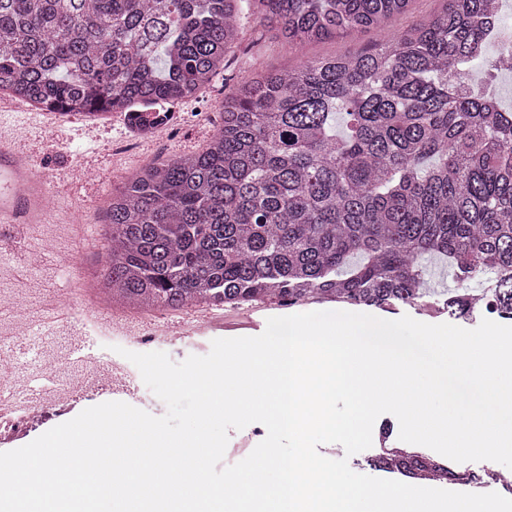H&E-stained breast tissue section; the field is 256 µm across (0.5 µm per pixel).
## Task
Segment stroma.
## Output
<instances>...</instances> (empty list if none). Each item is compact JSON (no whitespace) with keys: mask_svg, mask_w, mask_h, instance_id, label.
I'll list each match as a JSON object with an SVG mask.
<instances>
[{"mask_svg":"<svg viewBox=\"0 0 512 512\" xmlns=\"http://www.w3.org/2000/svg\"><path fill=\"white\" fill-rule=\"evenodd\" d=\"M240 32L241 46L231 67L203 88L195 100L179 106L174 135L144 142L122 160H111L107 152L109 142L118 138L123 130L119 113L101 115L100 129L92 140L84 136L86 120L82 117L57 118L50 129L27 128L36 167L49 180L52 208L47 224L30 233L12 230L9 238L0 240V290H13L22 283L26 286V295L33 300L34 331L23 334L13 322L0 324V353L4 354L7 364L21 367L23 378L32 379L45 371L52 356L71 353L73 337L60 336L58 343L52 346L43 330L56 324L58 295L78 287L89 288L104 268L107 245L104 211L112 194L123 187L133 171L181 153L201 150L219 127L225 94L240 78L295 66L305 56L346 55L361 49L369 40L368 35L361 33L344 35L307 45L299 51L288 48L273 28L259 26L247 16L240 21ZM85 157L93 159L96 177L85 182L72 180V170ZM28 251L41 252L42 262L38 267L27 268L24 275H17L14 267ZM423 266L428 280L426 297L411 306L379 311V318L395 320L408 315L424 323H450L465 329L476 328L485 318L500 321V314L490 309L458 318L449 315L441 303L446 293L452 295L463 289L473 294L482 293L485 278H475L463 287L446 260L428 257ZM245 312L242 306L225 307V326L239 324ZM224 328H210L163 344L146 339L137 344L135 350L139 353L159 350L179 363L191 355H207L212 341L224 337ZM112 399L107 372L102 368L90 389L67 398L66 411L54 414L50 423L54 426L64 423L82 410Z\"/></svg>","mask_w":512,"mask_h":512,"instance_id":"35a3bbf8","label":"stroma"}]
</instances>
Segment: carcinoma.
Instances as JSON below:
<instances>
[{
  "label": "carcinoma",
  "instance_id": "1",
  "mask_svg": "<svg viewBox=\"0 0 512 512\" xmlns=\"http://www.w3.org/2000/svg\"><path fill=\"white\" fill-rule=\"evenodd\" d=\"M410 0H0V91L68 113L145 112L192 98L227 67L240 12L291 48L340 32L378 39L252 77L224 97L205 147L132 174L105 214L102 292L143 310L340 301L396 308L426 293L422 261L489 276L512 316V56L492 43L499 0H445L389 34ZM453 316L464 295L443 298ZM414 476L447 466L385 459Z\"/></svg>",
  "mask_w": 512,
  "mask_h": 512
}]
</instances>
